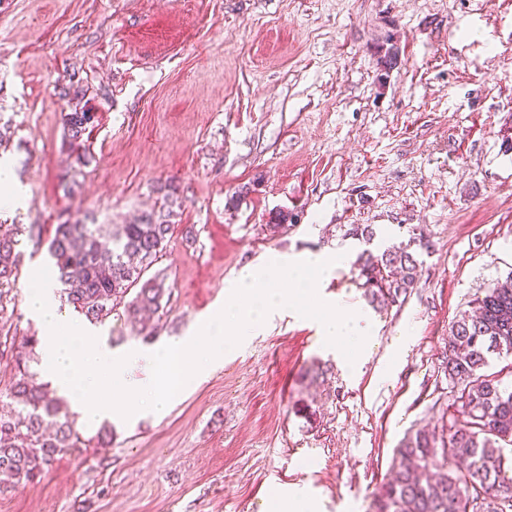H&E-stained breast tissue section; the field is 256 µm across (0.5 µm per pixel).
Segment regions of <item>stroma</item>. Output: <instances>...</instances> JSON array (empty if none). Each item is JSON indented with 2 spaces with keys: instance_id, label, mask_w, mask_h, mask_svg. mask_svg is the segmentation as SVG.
<instances>
[{
  "instance_id": "obj_1",
  "label": "stroma",
  "mask_w": 512,
  "mask_h": 512,
  "mask_svg": "<svg viewBox=\"0 0 512 512\" xmlns=\"http://www.w3.org/2000/svg\"><path fill=\"white\" fill-rule=\"evenodd\" d=\"M75 110L93 116L84 164ZM0 165V225L33 228L0 307V410L17 341L40 332L23 298L52 225L129 223L168 184L156 345L223 307L243 266L315 251L343 256L321 299L371 331L353 368L317 321L274 317L164 418L114 423L109 449L78 425V448L0 492V512H266L278 493L375 512L395 449L453 401V321L512 272V0H0ZM278 212L293 225L271 230ZM354 224L419 260L403 302L368 303Z\"/></svg>"
}]
</instances>
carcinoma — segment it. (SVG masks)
<instances>
[{
	"label": "carcinoma",
	"instance_id": "cac0c4a2",
	"mask_svg": "<svg viewBox=\"0 0 512 512\" xmlns=\"http://www.w3.org/2000/svg\"><path fill=\"white\" fill-rule=\"evenodd\" d=\"M91 119L88 112L67 114L70 144ZM174 203L173 194H165L159 209L134 224L55 225L48 255L64 302L92 324L121 308L129 322L141 324L143 340L152 342L143 320L165 309L172 286L164 274L146 273L167 250ZM24 233L18 224L0 235V304L14 286ZM353 269L376 309L398 302L419 279L418 260L402 247L380 253L366 248ZM37 344L35 336L22 339L10 389L13 407L0 414V476L14 485L41 476L57 455L80 443L63 401L27 365V350ZM504 352L512 353V272L453 322L444 371L460 388L462 403L450 427L419 429L396 450L376 512H512V467H504L499 446L512 439V388L499 374L484 373L489 357Z\"/></svg>",
	"mask_w": 512,
	"mask_h": 512
}]
</instances>
